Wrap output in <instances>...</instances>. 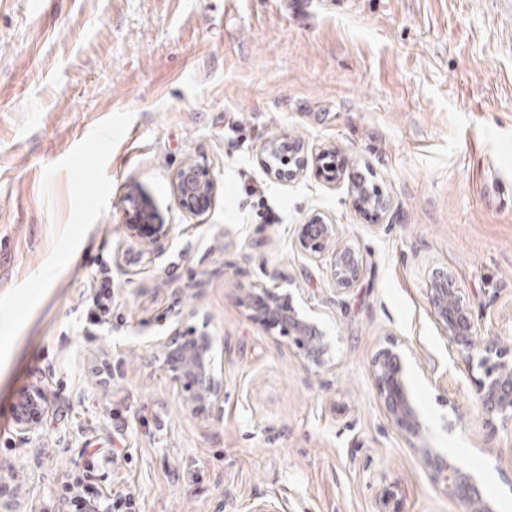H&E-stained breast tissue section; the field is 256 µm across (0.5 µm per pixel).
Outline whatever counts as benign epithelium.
<instances>
[{"instance_id":"benign-epithelium-1","label":"benign epithelium","mask_w":512,"mask_h":512,"mask_svg":"<svg viewBox=\"0 0 512 512\" xmlns=\"http://www.w3.org/2000/svg\"><path fill=\"white\" fill-rule=\"evenodd\" d=\"M290 149L297 155L303 146L283 138L264 142L259 163L266 174L278 181H289L297 176L277 166L281 151ZM216 193V182L211 173L191 160L182 163L176 171L174 194L178 205L194 217L203 216L211 207ZM354 204L359 209L370 210L377 216L387 215L391 209L390 198L373 193L366 185L354 182L350 186ZM124 203L130 207L127 230L131 237L146 239L158 244L168 238L173 225L164 223L160 212L138 187L127 189ZM336 225L329 224L319 214L310 215L298 225L297 241L300 249L317 261H325L326 275L338 289L350 288L361 275L356 253L349 247L335 245ZM427 296L433 316L448 337V344L466 361H473L474 337L477 324L463 305L460 289L454 276L444 270L436 271L427 285ZM247 308L253 316L269 329L292 339L299 356L308 365L322 368L330 361L331 343L317 318L299 312L290 304L288 295L273 289L245 290ZM166 354L170 371L189 387L185 398L190 410L218 411L223 402L222 388L216 378L211 341L207 336L194 337L184 342L179 333L160 341ZM479 367L483 377L477 381V395L482 412L502 419H512V358L497 338L492 337L482 346ZM375 383L379 396L391 419L404 432L416 438L423 432L421 415L410 395L405 377V365L399 352L386 348L375 361ZM46 391L34 386L26 391L19 403L16 416L18 433L27 437L49 410ZM433 479L445 491L468 505V512H496L486 498L476 477L469 471L449 461L435 448L419 449ZM84 512H137L136 500L113 491L103 484L94 497L84 502ZM249 512H286L277 497H262L251 503Z\"/></svg>"}]
</instances>
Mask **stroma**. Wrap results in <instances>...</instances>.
<instances>
[{
  "instance_id": "1",
  "label": "stroma",
  "mask_w": 512,
  "mask_h": 512,
  "mask_svg": "<svg viewBox=\"0 0 512 512\" xmlns=\"http://www.w3.org/2000/svg\"><path fill=\"white\" fill-rule=\"evenodd\" d=\"M285 136L334 147L392 200L383 220L313 168L269 179ZM212 172L184 213L179 165ZM138 185L173 231L158 254L126 230ZM258 189L275 223L260 219ZM315 211L362 263L336 291L295 243ZM452 271L480 328L512 351V21L497 0H0V498L72 512L107 483L138 512H467L419 449L447 453L512 512V422L477 400L480 368L448 345L427 296ZM112 282L109 314L91 297ZM260 283L314 308L333 343L308 366L243 305ZM213 341L224 392L193 413L158 343ZM398 347L426 431L408 438L374 361ZM50 410L20 439L12 411ZM173 188L178 205L188 214L201 217L211 207L216 182L208 170L187 160L176 171ZM50 401L41 387H31L19 403L16 416L18 433L25 439L32 433L49 410Z\"/></svg>"
}]
</instances>
